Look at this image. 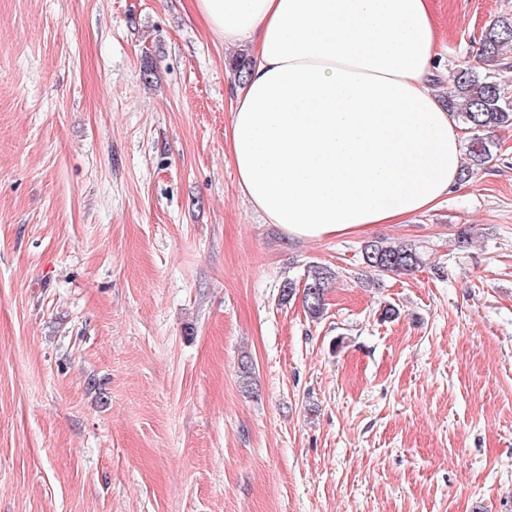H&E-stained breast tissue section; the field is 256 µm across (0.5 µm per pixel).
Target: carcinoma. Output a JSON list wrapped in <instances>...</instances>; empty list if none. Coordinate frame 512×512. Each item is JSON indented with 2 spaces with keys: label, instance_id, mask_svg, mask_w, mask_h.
Returning <instances> with one entry per match:
<instances>
[{
  "label": "carcinoma",
  "instance_id": "obj_1",
  "mask_svg": "<svg viewBox=\"0 0 512 512\" xmlns=\"http://www.w3.org/2000/svg\"><path fill=\"white\" fill-rule=\"evenodd\" d=\"M476 57L479 65L458 69L445 88L448 107L471 131L458 174L460 183L497 159L498 146L491 133L512 129V96L498 78L499 71L512 66V16L497 17L482 30ZM361 253L363 263L383 275L409 274L422 264L418 247L411 243L371 240L362 246ZM334 279V273L325 267L316 266L308 272L302 303L311 319L324 315L326 295Z\"/></svg>",
  "mask_w": 512,
  "mask_h": 512
}]
</instances>
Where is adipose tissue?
<instances>
[{
	"label": "adipose tissue",
	"instance_id": "obj_1",
	"mask_svg": "<svg viewBox=\"0 0 512 512\" xmlns=\"http://www.w3.org/2000/svg\"><path fill=\"white\" fill-rule=\"evenodd\" d=\"M252 65L224 137L240 190L292 240L365 234L435 208L461 126L432 80L430 0H192Z\"/></svg>",
	"mask_w": 512,
	"mask_h": 512
}]
</instances>
